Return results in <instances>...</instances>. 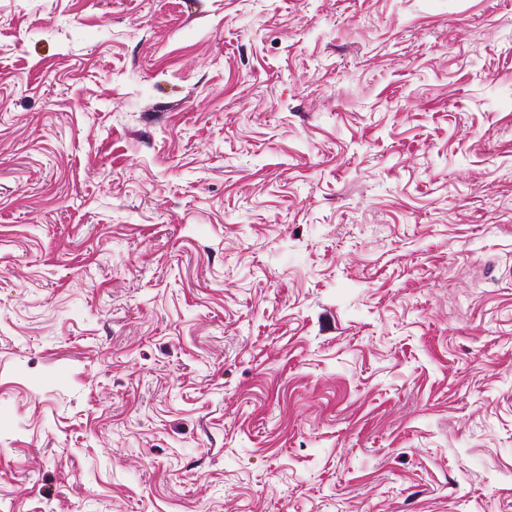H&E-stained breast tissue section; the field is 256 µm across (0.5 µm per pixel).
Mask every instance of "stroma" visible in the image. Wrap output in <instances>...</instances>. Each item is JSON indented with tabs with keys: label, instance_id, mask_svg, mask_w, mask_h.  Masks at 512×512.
<instances>
[{
	"label": "stroma",
	"instance_id": "1",
	"mask_svg": "<svg viewBox=\"0 0 512 512\" xmlns=\"http://www.w3.org/2000/svg\"><path fill=\"white\" fill-rule=\"evenodd\" d=\"M0 512H512V0H0Z\"/></svg>",
	"mask_w": 512,
	"mask_h": 512
}]
</instances>
